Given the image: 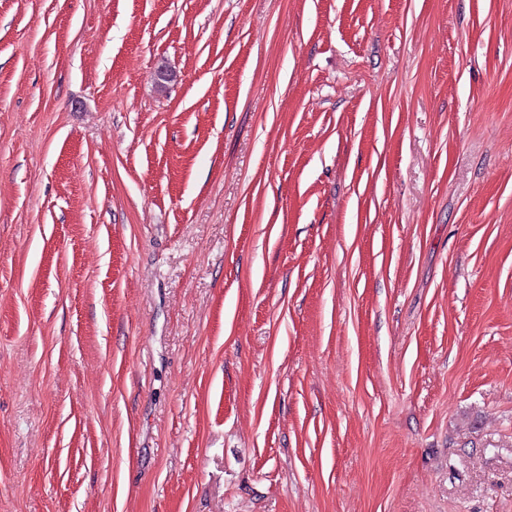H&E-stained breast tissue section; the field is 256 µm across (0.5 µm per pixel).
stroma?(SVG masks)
<instances>
[{"label":"stroma","instance_id":"obj_1","mask_svg":"<svg viewBox=\"0 0 512 512\" xmlns=\"http://www.w3.org/2000/svg\"><path fill=\"white\" fill-rule=\"evenodd\" d=\"M0 512H512V0H0Z\"/></svg>","mask_w":512,"mask_h":512}]
</instances>
